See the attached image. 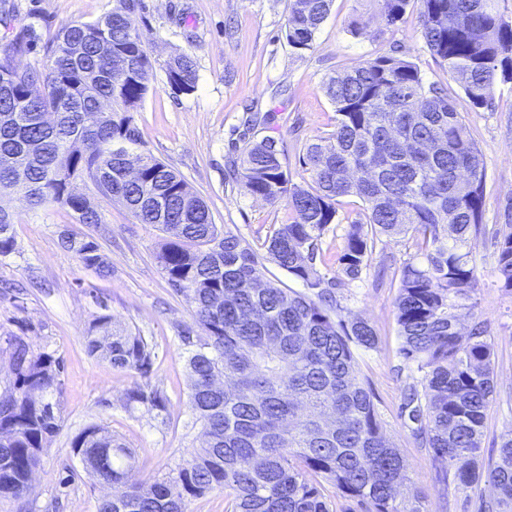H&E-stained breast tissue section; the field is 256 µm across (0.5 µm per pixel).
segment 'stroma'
I'll return each instance as SVG.
<instances>
[{
    "instance_id": "1",
    "label": "stroma",
    "mask_w": 512,
    "mask_h": 512,
    "mask_svg": "<svg viewBox=\"0 0 512 512\" xmlns=\"http://www.w3.org/2000/svg\"><path fill=\"white\" fill-rule=\"evenodd\" d=\"M113 4L0 0V50L15 38H28V51L14 62L22 69L43 70V47L61 27L94 21ZM419 8L418 0H411L402 20L389 27L374 0H333L312 48L298 53L285 37L289 0H140L131 22L152 60L153 75L137 123L144 149L185 178L205 199L216 224L258 251L273 225L287 220L288 208L245 195L227 176L229 157H240L248 143L275 137L288 154L293 181L309 184L301 158L310 143L330 133L336 119L321 89L327 74L390 53L413 61L426 82L447 84L485 167L486 232L473 240L472 248L484 260L476 299L494 338L496 399L484 429V453L491 456L501 434L512 427V294L498 287L487 263L496 233L512 231V82L498 84L491 106L474 107L425 47ZM355 22L362 26L357 36L351 32ZM180 52L197 61V89L189 96L174 94L167 81L166 64ZM0 205L14 216L18 245L17 253L0 257V392L14 381L5 344L13 334L34 353L60 362L51 400L62 418L59 430L44 443L41 466L27 493L19 500L0 497V512H95L103 486L71 448L82 430L103 426L133 448L138 481L175 468L201 439L188 407L187 352L179 341L181 328L193 323V307L188 297L172 291L156 259L160 232L138 223L121 202L102 203V222L91 226L76 223L72 211L57 204L32 210L7 196ZM68 232L96 239L111 276L98 277L62 247L61 237ZM379 246L388 265L382 280L339 277L332 264L322 270L337 278L340 316L366 319L377 330L376 349H355V369L373 394L386 439L409 466L412 482L400 487V496L418 491L428 512H462L461 492L442 491L439 463L418 447L400 409L401 392L414 371L399 354L394 301L398 270L414 255V241L385 238ZM101 315L154 344L148 380L169 398L164 418L125 408L124 391L138 374L88 353L84 336Z\"/></svg>"
}]
</instances>
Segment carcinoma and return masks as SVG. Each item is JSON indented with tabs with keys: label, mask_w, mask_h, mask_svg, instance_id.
<instances>
[{
	"label": "carcinoma",
	"mask_w": 512,
	"mask_h": 512,
	"mask_svg": "<svg viewBox=\"0 0 512 512\" xmlns=\"http://www.w3.org/2000/svg\"><path fill=\"white\" fill-rule=\"evenodd\" d=\"M393 25L410 0H375ZM427 50L446 65L477 108L491 104L500 82H512V21L495 0H418ZM332 0H290L288 45L312 48ZM135 0H116L90 23L63 27L45 46L46 68L20 69L28 49L15 40L0 56V196L20 194L33 208L66 206L79 224L101 215L73 180L91 183L101 200L117 198L141 224L164 233L157 259L167 282L193 305L195 327L179 332L187 346L193 424L203 442L177 468L149 483H130L135 452L92 425L72 441L84 469L115 491L96 512H186L187 503L215 490L231 512H330L333 489L363 512H427L424 497L397 498L411 477L384 438V422L369 388L355 376L352 347L378 345L367 320L335 316L333 280L316 265L322 237L336 223L340 199L355 195L362 218L348 225L336 252V273L361 277L381 238L408 233L416 255L400 269L394 309L399 353L418 377L402 391V411L419 446L445 464L437 480L457 489L495 488L477 497L478 512H512V428L497 455H481L486 411L493 401L494 343L474 300L479 262L470 249L484 230V162L448 87L427 84L417 66L380 55L327 77L322 89L335 107L328 136L302 157L312 182L292 181L284 147L270 137L231 163L244 192L270 204L286 201L291 218L265 240L269 261L304 291L264 280L258 254L214 222L208 205L184 177L142 150L136 115L149 91L153 64L129 20ZM167 80L178 93L197 86L194 57L176 54ZM139 149L140 174L126 179L116 146ZM12 213L0 206V257L17 250ZM80 263L110 274L97 242L62 240ZM492 272L512 293V232L492 255ZM469 302L468 342L458 330ZM98 317L85 345L112 366L145 376L154 351L129 328ZM201 333H195V329ZM15 380L0 393V496L29 489L46 439L59 430L57 407L41 397L57 390L60 364L34 354L18 336L5 340ZM129 409L161 413L164 391L134 383Z\"/></svg>",
	"instance_id": "1"
}]
</instances>
